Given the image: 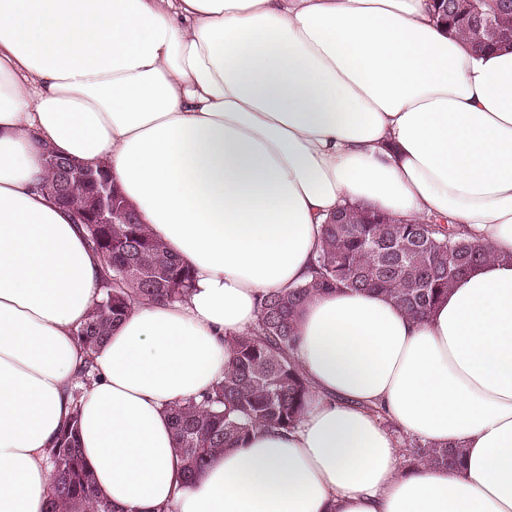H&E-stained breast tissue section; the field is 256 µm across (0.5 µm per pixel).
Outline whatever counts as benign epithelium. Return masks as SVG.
<instances>
[{
  "instance_id": "1",
  "label": "benign epithelium",
  "mask_w": 512,
  "mask_h": 512,
  "mask_svg": "<svg viewBox=\"0 0 512 512\" xmlns=\"http://www.w3.org/2000/svg\"><path fill=\"white\" fill-rule=\"evenodd\" d=\"M46 170L57 174L55 181L47 187L59 203L73 211L82 212V224H121L125 213L112 205V185L95 169L83 165L77 160L60 157L54 152L45 155ZM83 174L85 186L88 187L89 201L77 200L70 196L69 181L71 174Z\"/></svg>"
}]
</instances>
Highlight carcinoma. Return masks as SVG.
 <instances>
[{
  "label": "carcinoma",
  "mask_w": 512,
  "mask_h": 512,
  "mask_svg": "<svg viewBox=\"0 0 512 512\" xmlns=\"http://www.w3.org/2000/svg\"><path fill=\"white\" fill-rule=\"evenodd\" d=\"M497 10L486 20L467 16L468 0H437V20L477 51L512 41V0H492ZM378 224H324L322 246L311 279L260 300V318L246 336L230 339L232 361L224 376L201 396L170 408L175 449L187 479L200 473L224 449L242 443L256 428H295L311 397L310 384L292 356L300 309L316 294L367 290L384 294L412 317L423 320L470 268L490 256L449 225L375 214ZM87 239L101 259L100 298L76 332L85 353L81 383L95 376L93 356L114 324L135 303L182 301L193 285L190 267L172 255L149 227L86 224ZM403 456L422 467H453L459 449L403 438ZM49 464L51 512H114L95 493L93 476L77 449V419L62 427Z\"/></svg>",
  "instance_id": "cac0c4a2"
}]
</instances>
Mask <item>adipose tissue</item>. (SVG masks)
Instances as JSON below:
<instances>
[{
    "label": "adipose tissue",
    "mask_w": 512,
    "mask_h": 512,
    "mask_svg": "<svg viewBox=\"0 0 512 512\" xmlns=\"http://www.w3.org/2000/svg\"><path fill=\"white\" fill-rule=\"evenodd\" d=\"M48 149L106 164L194 273L184 302L113 327L78 399L102 266L39 188ZM346 203L492 255L423 321L375 292L313 298L296 428L182 481L168 407L223 376ZM73 418L116 512H512V48L474 53L431 0H0V512H50ZM397 430L464 461L404 467Z\"/></svg>",
    "instance_id": "adipose-tissue-1"
}]
</instances>
